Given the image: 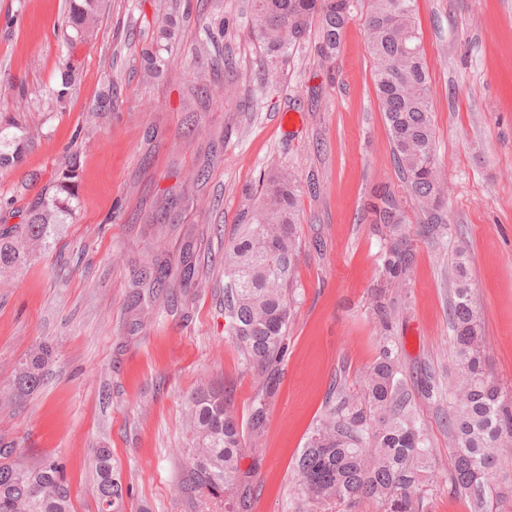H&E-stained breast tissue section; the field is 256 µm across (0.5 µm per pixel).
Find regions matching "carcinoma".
I'll use <instances>...</instances> for the list:
<instances>
[{"mask_svg":"<svg viewBox=\"0 0 512 512\" xmlns=\"http://www.w3.org/2000/svg\"><path fill=\"white\" fill-rule=\"evenodd\" d=\"M350 0H252L250 27L260 44L259 69L306 41L319 28V51L331 57L340 46L349 18ZM416 0H371L363 19L368 49L377 61L374 85L392 151L405 190L425 217L424 231L439 223L436 203L441 188L435 155L431 89L424 50L415 21ZM102 0H70L65 26L67 40L93 36ZM145 71L163 76L167 61L143 52ZM0 120V169L21 161L10 149ZM80 160L70 155L56 173V195L38 197L23 212L0 197V274L19 268L50 246L56 227L72 207L58 194L75 198ZM301 181L295 172L279 168L263 177L255 207L244 213L238 232L224 244V316L249 365L264 371L285 349L291 314L289 288L300 255L297 224ZM382 208H372L375 222L388 228L391 244L385 270L391 282L402 284L409 253L400 228L402 212L396 198L383 190ZM21 217L18 224L9 219ZM457 281L450 306L452 341L459 386L448 414L453 443L450 493L467 498L475 512H484L488 494L485 476L499 464L498 444L512 438V398L487 374L481 350V325L471 299L464 255L456 261ZM199 276L194 235L184 233L177 253L151 256L128 292V322L141 330L157 313V297L173 311ZM49 347L36 346L21 363L14 379L19 394H29L42 382ZM398 364V345L385 344L379 359L364 376L362 392L341 394L329 401L327 413L313 428L298 458L299 493L308 512L322 506L349 509L376 501L383 512H416L419 487L432 456L423 430L407 409ZM187 442L181 449L179 492L190 502L202 494L224 502V512L244 507L237 473L244 437L222 385H202L184 408ZM17 449L0 447V512H73L70 489L62 467L46 459L22 469ZM99 512H124L125 489L110 448L92 454Z\"/></svg>","mask_w":512,"mask_h":512,"instance_id":"1","label":"carcinoma"}]
</instances>
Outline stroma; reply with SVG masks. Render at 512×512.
Returning a JSON list of instances; mask_svg holds the SVG:
<instances>
[{"instance_id": "stroma-1", "label": "stroma", "mask_w": 512, "mask_h": 512, "mask_svg": "<svg viewBox=\"0 0 512 512\" xmlns=\"http://www.w3.org/2000/svg\"><path fill=\"white\" fill-rule=\"evenodd\" d=\"M68 0H0V114L33 134L19 165L0 170V196L25 210L51 192L70 151L80 156L76 206L50 248L0 275V446L19 464L53 457L64 467L74 512H98L93 449H111L126 512H195L177 491L183 408L200 382L222 385L244 436L258 394L267 409L259 447L239 463L246 512H303L294 467L335 393L358 391L385 339L396 341L409 410L433 450L420 512H471L448 492V403L456 365L449 309L453 261L468 256L488 373L512 392V0H416L433 101L441 224L424 217L394 166L378 107L374 60L350 0L334 58L317 35L259 72L250 0H105L95 40L65 41ZM175 21L166 40L160 21ZM224 22L199 58L202 28ZM170 67L144 73L142 53ZM65 104L44 98L63 71ZM219 96L203 98L207 85ZM109 97L107 112L89 110ZM293 112L285 126L280 114ZM287 165L313 180L300 197L301 254L290 291L286 351L265 373L250 367L224 318V242L256 201L261 173ZM207 168L205 180L195 181ZM386 189L403 213L412 254L404 287L382 272L388 233L370 205ZM176 197L173 222L152 223ZM194 230L201 274L184 314L160 313L137 335L127 295L149 252H175ZM384 302L385 314L376 311ZM39 344L52 356L33 394L16 396L20 362ZM436 395H428V388ZM489 477L494 512H512V445Z\"/></svg>"}]
</instances>
